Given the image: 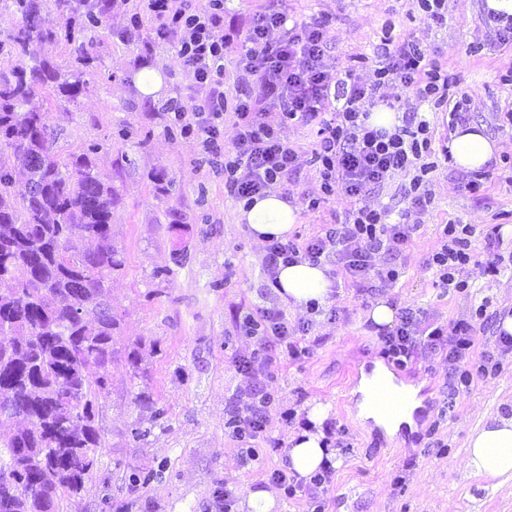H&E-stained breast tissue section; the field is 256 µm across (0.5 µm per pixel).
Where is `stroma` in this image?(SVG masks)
Returning a JSON list of instances; mask_svg holds the SVG:
<instances>
[{
    "mask_svg": "<svg viewBox=\"0 0 512 512\" xmlns=\"http://www.w3.org/2000/svg\"><path fill=\"white\" fill-rule=\"evenodd\" d=\"M484 0H447L443 26L427 28L417 0H288L295 20L323 21L331 49L329 64L352 70L363 82L374 79V51L383 39L409 35L426 39L448 72L451 102L464 103L472 123L485 126L502 153L512 156V127L501 126L500 112L512 108V44L489 43L481 23ZM133 0H111L110 20L98 51L105 73L90 84L78 104L62 100L49 107L51 124L62 133L64 149L77 151L102 143L97 156L101 178L118 190L122 203L112 218V237L125 250V267L112 277V300L124 313L122 335L136 344L143 374L133 375L125 362L112 366L108 394L100 400L98 424L105 443L80 500V512H216L213 493L230 485L236 495L266 489L274 469L283 467L293 429L280 419L292 408L306 416L311 406L330 405V419L342 425L347 450L328 493V512H512V485L496 486L470 476L461 465L466 443L482 415L512 408V351L500 355L497 374L476 380L457 396L448 394L447 365L418 357L415 366L437 400L415 432L388 438L382 429L356 418V387L361 368L382 360L379 333L365 314L376 298L393 309L412 306L446 323L467 320L486 306L489 321L476 325L482 345L494 347L498 319L512 312V269L465 276L475 282L468 292L436 287L428 264L445 224L473 229L470 250L487 260V241L500 239L502 254L512 253V184L501 165L476 172L479 192H471L462 172L445 157L448 112L417 106L412 94L396 86L384 93L399 112L418 108L432 131L430 204L418 216L420 226L400 262L404 273L378 296L357 292L341 268L330 265V300L318 314L288 312L297 339L310 349L305 359L282 363L273 373L271 412L258 459L239 463L240 447L224 421L245 380L235 367L252 344L236 331L238 314L281 304L278 292H266V247L237 221L239 205L224 189V177L202 160L196 143L170 134V113L162 100L191 108L194 79L173 47L135 55L119 36L132 30ZM162 68L168 86L164 99L141 98L129 90L132 71L143 65ZM288 146L300 154V168L288 182V198L297 204L301 222L291 241L306 244L330 225L343 222L349 198L337 194L309 208L319 192L311 160L314 135L309 126L291 122L281 130ZM164 172L173 182L160 193L152 179ZM309 331H302L303 323ZM148 393L164 417L151 420L134 403ZM142 422L151 433L134 440L130 429ZM438 425L442 448L426 447L423 434ZM156 472L147 486H131V470Z\"/></svg>",
    "mask_w": 512,
    "mask_h": 512,
    "instance_id": "obj_1",
    "label": "stroma"
}]
</instances>
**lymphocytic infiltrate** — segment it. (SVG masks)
<instances>
[{"instance_id": "f902f5d3", "label": "lymphocytic infiltrate", "mask_w": 512, "mask_h": 512, "mask_svg": "<svg viewBox=\"0 0 512 512\" xmlns=\"http://www.w3.org/2000/svg\"><path fill=\"white\" fill-rule=\"evenodd\" d=\"M155 26L175 47L196 83L199 99L191 111L175 110L183 134L194 138L215 170L224 174V187L237 201L252 203L271 187L283 185L299 165L298 152L284 143L280 130L286 122L316 126L313 156L319 162L320 191L329 197L343 193L353 200L343 223L326 229L306 246L293 241H270L266 276L277 284L279 265L306 259L319 263L335 259L356 286L373 293L374 283L396 282L401 274L397 258L412 239L415 225L390 223L389 211L368 203L372 192L395 175L410 177L405 194L412 212L431 200L426 179L429 161V125L417 113L407 112L395 132L370 128L369 113L382 102L381 90L398 83L417 101L440 106L448 95V73L416 39L382 45L376 52L375 79L365 83L352 73L333 74L321 21L291 22L278 0H269L249 22L243 36L223 34L224 0H206L195 9L183 0H146ZM237 46L232 85L224 83V52ZM331 120H323L327 108ZM236 131L233 151L224 149V126ZM468 229L445 225L441 244L430 258L438 287L459 293L469 288L461 271L471 261ZM259 320L244 317L239 335L254 341L249 357L237 363L249 388L228 414L229 435L241 443V464L256 458L251 440L262 437L273 400V368L283 360L305 358L308 347L295 340V329L283 309L259 308ZM471 322L441 325L410 307L400 309L393 329L381 334L383 355L394 365H414L418 355L442 356L448 365V393L456 395L476 379L496 374L500 363L487 350L476 351ZM336 473L325 465L309 481L296 480L277 469L270 481L286 498L304 496L311 512H326L327 493Z\"/></svg>"}]
</instances>
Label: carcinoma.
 <instances>
[{
  "instance_id": "1",
  "label": "carcinoma",
  "mask_w": 512,
  "mask_h": 512,
  "mask_svg": "<svg viewBox=\"0 0 512 512\" xmlns=\"http://www.w3.org/2000/svg\"><path fill=\"white\" fill-rule=\"evenodd\" d=\"M61 11L63 25L46 30L42 15ZM109 0H0V62L29 56L35 40L69 51L63 68L30 56L0 66V512H60L91 479L104 447L96 409L112 364L140 375L138 348L122 339L112 306V273L123 249L112 240L116 189L99 175L94 142L78 152L36 105L78 101L102 73L95 50ZM134 38L160 44L150 20L134 16Z\"/></svg>"
}]
</instances>
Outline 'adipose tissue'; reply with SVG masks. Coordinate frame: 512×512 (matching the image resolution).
<instances>
[{
  "label": "adipose tissue",
  "mask_w": 512,
  "mask_h": 512,
  "mask_svg": "<svg viewBox=\"0 0 512 512\" xmlns=\"http://www.w3.org/2000/svg\"><path fill=\"white\" fill-rule=\"evenodd\" d=\"M448 148L455 166L464 171L481 169L497 159L500 151L496 141L486 134L484 126L476 124L456 127L449 135ZM238 221L247 225L257 242L273 238L284 240L300 222L299 208L280 192L270 190L255 198L249 209L240 210ZM277 280L280 296L295 309L307 306L312 300L325 303L331 293L327 266L304 259L280 267ZM381 385L406 396L408 412L397 417L382 414L372 402L375 388ZM355 392L359 396L358 416L362 421L373 423L392 437L402 426H413V411L421 404L418 390L396 382L394 375L384 366L378 364L370 372L362 373ZM327 417V406L315 404L308 414L311 428L295 432L288 438V462L299 478H309L331 458L323 432ZM465 466L474 476L494 479L502 484L512 482V414L489 416L472 432Z\"/></svg>",
  "instance_id": "obj_1"
}]
</instances>
